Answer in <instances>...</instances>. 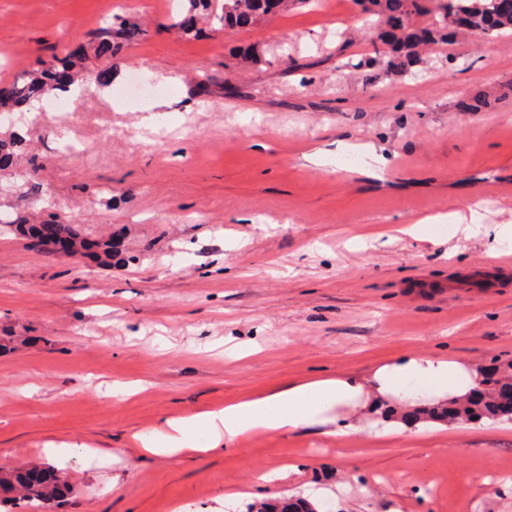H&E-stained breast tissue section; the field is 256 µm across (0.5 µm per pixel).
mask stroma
<instances>
[{
  "label": "stroma",
  "instance_id": "obj_1",
  "mask_svg": "<svg viewBox=\"0 0 512 512\" xmlns=\"http://www.w3.org/2000/svg\"><path fill=\"white\" fill-rule=\"evenodd\" d=\"M188 7L0 0V83L84 46L80 77L108 88L0 124L18 141L0 172V467H56L62 512H248L318 491L336 512H512V481L491 476L512 472V421L385 436L368 389L416 350L512 375V273L484 277L512 248V32L404 66L356 0L195 39L169 26ZM117 15L149 18V36L95 53ZM148 71L172 81L125 95ZM152 104L162 128L141 122ZM403 154L414 165L393 166ZM469 208L478 227L454 233ZM57 220L111 260L21 230ZM327 377L365 388L330 423L204 455L140 446L163 419Z\"/></svg>",
  "mask_w": 512,
  "mask_h": 512
}]
</instances>
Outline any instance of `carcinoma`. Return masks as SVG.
<instances>
[{
  "mask_svg": "<svg viewBox=\"0 0 512 512\" xmlns=\"http://www.w3.org/2000/svg\"><path fill=\"white\" fill-rule=\"evenodd\" d=\"M190 8L184 17H171L169 26L185 35L201 36L204 29L197 24L200 12H220L218 20L224 32H234L254 22L268 19L272 13L267 9V0H189ZM362 12L376 16L380 23H385L391 12H398L403 17L401 33L410 35L411 41L399 43L396 49L414 50L415 45L425 42L417 37V30L411 23L412 18L424 9L425 0H356ZM439 18L434 20L428 32L431 38L428 43L442 44L445 41V30L449 17L455 13L468 16L469 24L457 28V32L490 35L493 32L512 30V18L503 17L500 11V0H437ZM149 32L146 23L133 22L123 17L112 18V23L101 31L103 41L99 51L112 52V38L123 42H137ZM72 59L61 58L59 65L42 70L37 76L17 77L0 87V108L22 107L42 97L54 89H65L71 83ZM506 412L493 399V391H488L487 398L479 402L466 399L455 400L446 407L435 408L416 418L435 421L468 420L487 417L492 420L502 419ZM67 492V484L61 481L56 472L39 463H32L23 469L0 470V507L13 510L16 504L34 508V512H42L44 505L61 501ZM250 512H316V507L309 502L286 499H266L256 502Z\"/></svg>",
  "mask_w": 512,
  "mask_h": 512,
  "instance_id": "obj_1",
  "label": "carcinoma"
}]
</instances>
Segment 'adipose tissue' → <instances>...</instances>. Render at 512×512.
<instances>
[{
	"label": "adipose tissue",
	"mask_w": 512,
	"mask_h": 512,
	"mask_svg": "<svg viewBox=\"0 0 512 512\" xmlns=\"http://www.w3.org/2000/svg\"><path fill=\"white\" fill-rule=\"evenodd\" d=\"M481 378V371L460 359L415 352L374 372L373 395L399 402L458 399L472 393ZM362 393L360 384L335 377L294 383L257 399L165 420L140 442L156 456L205 453L259 432L326 423L330 410L357 401Z\"/></svg>",
	"instance_id": "1"
}]
</instances>
